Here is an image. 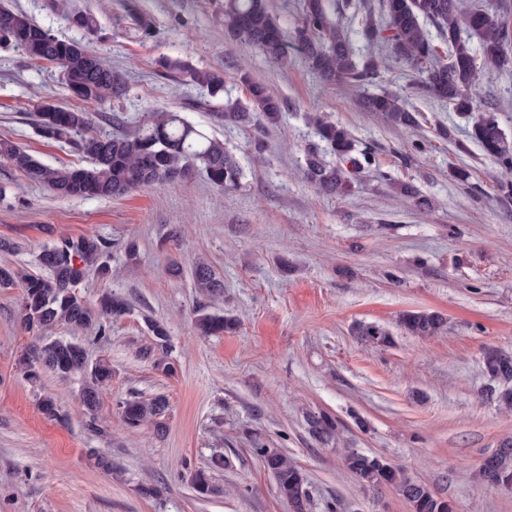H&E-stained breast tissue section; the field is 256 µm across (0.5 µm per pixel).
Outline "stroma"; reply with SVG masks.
I'll use <instances>...</instances> for the list:
<instances>
[{
	"label": "stroma",
	"mask_w": 512,
	"mask_h": 512,
	"mask_svg": "<svg viewBox=\"0 0 512 512\" xmlns=\"http://www.w3.org/2000/svg\"><path fill=\"white\" fill-rule=\"evenodd\" d=\"M9 5L121 73L126 92L105 107L112 121L94 115L95 130L132 132L153 111H176L223 140L244 178L226 192L199 173L116 199H62L0 162V265L44 276V247L95 236L109 245L110 272L88 274L80 291L93 300L107 290L130 306L106 338L82 339L89 361L112 364L98 433L85 424L81 379L46 372L32 382L17 368L23 354L70 331L25 330L19 289L0 288V512H289L253 452L258 441L303 468L310 512H410L394 489L359 486L344 464L350 448L404 468L455 512H512V490L479 476L482 461L512 440L503 386L482 372L486 351L512 355V207L499 200L512 172L485 155L470 121L428 95L408 63L367 44L366 20L383 21L378 0L326 4L350 35L355 62L377 61L363 88L325 85L296 42L274 64L229 39L223 0ZM70 12L92 14L96 29L71 25ZM174 60L223 70V95L208 98L168 76ZM243 70L281 100L278 127L212 120L226 99L245 98ZM382 91L415 112V128H393L365 109V94ZM44 98L76 103L59 67L0 44V135L46 164H83L73 145L39 136L34 105ZM473 103L496 112L512 138V70L482 73ZM316 114L345 126L368 156L347 193L322 194L305 176L306 153L320 144ZM445 129L450 137H442ZM258 143L261 163L252 160ZM404 185L412 195L401 193ZM199 259L223 277V301L195 288ZM202 308L235 317L237 328L199 335ZM411 310L442 313L447 334H404L396 320ZM152 320L168 331L166 351L151 348ZM360 324L389 330L390 345L363 341ZM159 358L167 368L156 367ZM158 394L169 401L163 430L127 428L118 403ZM45 395L55 399L58 418L38 409ZM318 411L339 421L337 442L309 435L306 417ZM216 455L227 465L213 472V493L196 497L188 476ZM100 457L111 468L97 465ZM145 486L155 495H142Z\"/></svg>",
	"instance_id": "35a3bbf8"
}]
</instances>
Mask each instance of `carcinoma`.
<instances>
[{"instance_id":"obj_1","label":"carcinoma","mask_w":512,"mask_h":512,"mask_svg":"<svg viewBox=\"0 0 512 512\" xmlns=\"http://www.w3.org/2000/svg\"><path fill=\"white\" fill-rule=\"evenodd\" d=\"M387 35L367 23L363 36L372 44L383 39L393 54L406 60L423 76L427 93L448 101L461 114L472 118L470 136L498 164L512 170V140L500 127L492 112L477 116L471 89L479 77V68L505 69L512 65V29L493 9L466 4L463 0H382ZM224 27L236 38L258 49L268 60L279 63L286 58L287 43L281 27L270 15L265 0H224ZM440 37L435 43L428 26ZM298 43L307 62L328 84L353 80L369 83L377 66L374 60L359 68L351 56L348 41L326 12L323 0H303L300 25L296 28ZM478 39L474 50L472 39ZM0 42L20 48L37 63L58 66L70 93L90 106H103L125 93L121 74L107 65L81 42L61 39L27 15L15 12L0 2ZM482 66H477V61ZM185 80L206 89L215 97L224 92V71L206 69L184 71ZM247 97L229 100L224 111L214 117L226 124L245 125L261 121L263 126H277L282 120L281 101L268 89L241 74ZM369 111L377 112L390 125L407 128L416 118L400 100L390 94L374 95L367 100ZM39 135L47 140L68 142L75 146L87 165L49 166L20 144L0 138V160L41 183L58 197L120 198L135 190L159 183L184 181L197 172L206 175L215 186L230 190L239 186L242 167L224 146V142L187 121L178 112H157L139 130L102 133L92 127L91 113L81 107H66L43 100L34 113ZM316 133L337 162L328 163L315 151L306 155L305 174L322 193L339 194L347 190L351 173L361 168L354 156L355 140L347 128L318 117ZM109 246L93 236L68 237L46 248L40 263L51 275L21 273L0 266V288L20 286L19 317L29 330H49L65 325L73 331L106 335L107 323L129 312L126 300L104 291L92 303L77 292L88 272L98 270L104 276L107 266L101 262ZM194 286L216 297L224 291V281L205 260L195 262ZM198 330L204 336L220 335L235 328L232 319L218 313L197 312ZM399 326L407 334L420 338L443 333L447 321L435 311H406ZM366 342L384 346L389 333L375 325L358 328ZM484 373L491 380L512 382V356L496 350L485 353ZM24 375L39 378V370L60 379L82 378V403L86 424L94 431L101 429L98 416L101 390L112 382V365L101 358L88 361L84 347L78 343L55 339L41 348L24 354L18 360ZM165 396L148 400L128 399L120 405L124 423L137 428L149 421H159L167 411ZM311 436L327 444L335 440L338 421L326 412L307 415ZM254 452L273 477L278 496L291 507V512H307L309 494L307 479L301 467L281 449L255 444ZM350 473L363 486L372 490L394 488L405 499L411 512H454L450 500L436 495L430 487L376 456L356 450L345 454ZM226 466L222 456L210 465L190 474V484L199 497L213 492L211 471ZM483 480L496 487L512 489V444L508 443L481 464Z\"/></svg>"}]
</instances>
